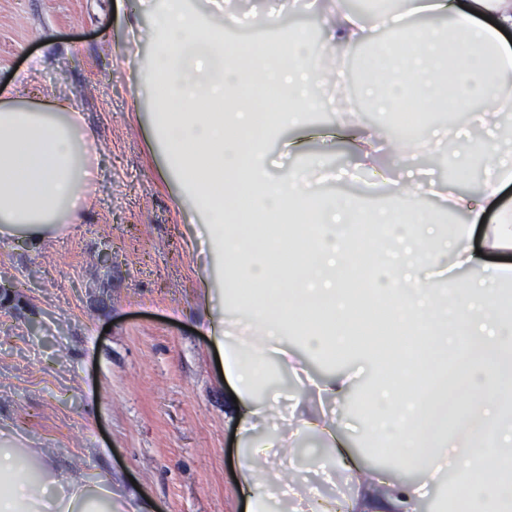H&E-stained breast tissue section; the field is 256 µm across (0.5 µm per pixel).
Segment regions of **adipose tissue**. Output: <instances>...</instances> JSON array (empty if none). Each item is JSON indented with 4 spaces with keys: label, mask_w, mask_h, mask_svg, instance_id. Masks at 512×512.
<instances>
[{
    "label": "adipose tissue",
    "mask_w": 512,
    "mask_h": 512,
    "mask_svg": "<svg viewBox=\"0 0 512 512\" xmlns=\"http://www.w3.org/2000/svg\"><path fill=\"white\" fill-rule=\"evenodd\" d=\"M405 17L447 15L444 27H413L386 16H363L333 0L321 17L322 41L296 32L281 49L250 52L224 39L232 19L216 22L192 0H153L152 52L137 76L151 86L150 144L180 208L199 214L200 242L211 256L200 277L207 313L199 325L217 353L233 401L224 417L236 437L235 478L245 512H335L336 500L288 467L303 438L327 453L316 466L320 482L338 473L355 478L350 512H420L421 499L453 472L476 476L469 512H512V265L489 269V254L512 253V208L501 206L512 184L502 96L512 80V0H402ZM378 28L389 30L372 41ZM371 44L365 91L385 112L396 111L412 86L418 107L459 111L474 99L485 107L475 120L486 136L476 144L485 159L480 187L447 197L461 224L433 223L418 190H396L392 208L373 212L346 195H319L321 184L369 174L388 182L379 153L387 132L363 128L343 111L336 124L355 157L351 168L331 165L320 151L274 179L257 124L252 92H275L288 104L278 120L294 125L293 110L320 111L325 84H339L335 47ZM91 133L74 101L14 98L0 87V237L38 248L83 223L85 185L94 167ZM494 223H483L489 208ZM387 224L395 240L368 250L377 280L364 282L353 258L357 228ZM481 230L472 249V227ZM473 271L468 283L442 278L449 262ZM390 300L391 321L418 337L419 356L400 353L393 336L372 335L360 360L383 383L363 394L373 419L367 433L414 471L415 480H390L389 471L363 465L336 416L337 403L358 385L350 368L309 374L288 338L326 358L345 352L371 332L374 295ZM233 302L232 326L212 310ZM465 357L448 366V350ZM299 386L284 391L289 378ZM56 458L0 433V512H141L135 494L112 493L108 472L59 476Z\"/></svg>",
    "instance_id": "obj_1"
}]
</instances>
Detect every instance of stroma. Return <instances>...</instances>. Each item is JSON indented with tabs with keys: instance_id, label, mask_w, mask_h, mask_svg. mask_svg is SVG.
<instances>
[{
	"instance_id": "obj_1",
	"label": "stroma",
	"mask_w": 512,
	"mask_h": 512,
	"mask_svg": "<svg viewBox=\"0 0 512 512\" xmlns=\"http://www.w3.org/2000/svg\"><path fill=\"white\" fill-rule=\"evenodd\" d=\"M325 0H223L224 15L273 14L318 27ZM112 0H0V84L35 69L42 97L75 99L99 173L73 234L32 250L0 238V426L60 466L111 472L156 512H241L229 467L227 388L201 336L192 219L151 154L129 79L152 45L147 0H122L130 24L105 27ZM134 52H127V40ZM392 177L448 188V154ZM111 251L112 262L99 256Z\"/></svg>"
}]
</instances>
